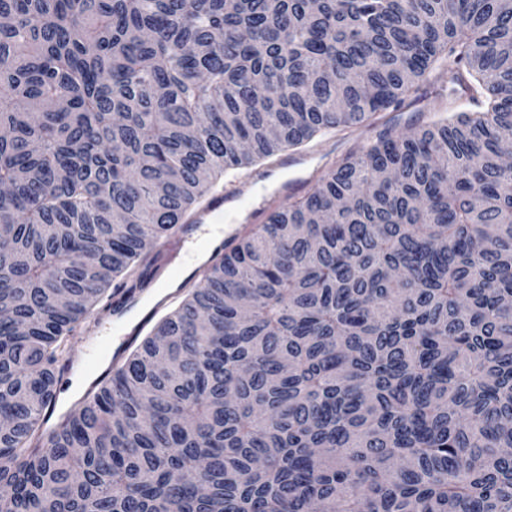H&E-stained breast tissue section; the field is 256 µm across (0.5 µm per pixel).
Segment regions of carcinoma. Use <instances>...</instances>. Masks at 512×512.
<instances>
[{"label": "carcinoma", "instance_id": "cac0c4a2", "mask_svg": "<svg viewBox=\"0 0 512 512\" xmlns=\"http://www.w3.org/2000/svg\"><path fill=\"white\" fill-rule=\"evenodd\" d=\"M448 68L41 416L224 175ZM512 0H0V512H512ZM117 320V317L113 313H104L101 315L99 323H90L87 332L78 336L74 344V357L81 359L86 355L91 354L93 347L96 345L99 332L105 328V332L108 338L111 336L113 323ZM98 334V335H97ZM112 356H113V352L111 354V358H110L108 364L106 365V368H104L101 372H98L92 378L89 379V382H88L86 388L84 389V391L81 393V395L78 398L72 400L69 403H64L63 402V398H64L63 393L68 390L67 391L68 395H76L77 393H79L81 391V389L83 388V386L85 385V383L87 382V379H88V375L81 369H76L74 371V374L72 375V372H71L72 367L76 363V362H74L72 364V366L58 380L57 387H56L57 410H56V403L53 402L49 406V408H51L53 406L52 407V415L55 412V410H56L57 414H64V413L70 411V409L73 407L74 403H76V402L79 403L81 401V399L84 397V395L88 392V390L92 387L93 383L100 377L101 373H103L110 367V365L112 363ZM71 375H72V377H71ZM70 379H71V386H70Z\"/></svg>", "mask_w": 512, "mask_h": 512}]
</instances>
